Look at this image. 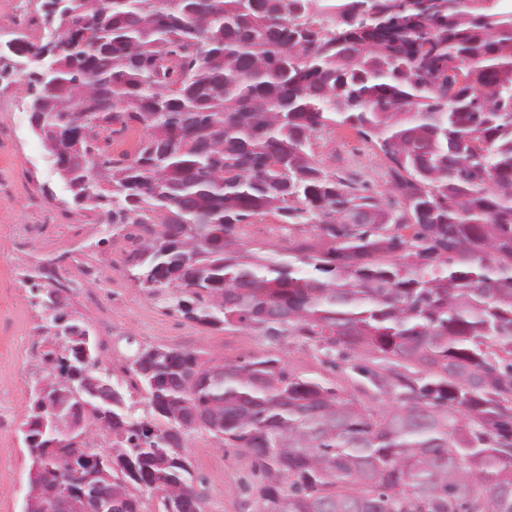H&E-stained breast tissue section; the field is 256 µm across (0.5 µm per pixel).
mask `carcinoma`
I'll use <instances>...</instances> for the list:
<instances>
[{"instance_id":"obj_1","label":"carcinoma","mask_w":512,"mask_h":512,"mask_svg":"<svg viewBox=\"0 0 512 512\" xmlns=\"http://www.w3.org/2000/svg\"><path fill=\"white\" fill-rule=\"evenodd\" d=\"M483 0H69L43 22L56 67L22 76L42 140L80 122L72 202L112 231L144 225L134 268L147 299L201 326L249 328L373 352L372 411L273 357L229 362L144 348L112 386L62 413L112 432V481L59 447L70 440L30 393L31 462L118 512L195 489L188 436L204 429L256 460L259 512H512V9ZM143 130L134 155L98 160L114 124ZM347 125L390 161L379 195L325 171L316 133ZM275 212L312 228L282 246L242 238ZM411 228L409 236L401 234ZM283 316L269 324L271 314ZM35 382L102 364L68 321ZM206 418L195 422L196 413Z\"/></svg>"}]
</instances>
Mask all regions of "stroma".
Wrapping results in <instances>:
<instances>
[{"instance_id": "1", "label": "stroma", "mask_w": 512, "mask_h": 512, "mask_svg": "<svg viewBox=\"0 0 512 512\" xmlns=\"http://www.w3.org/2000/svg\"><path fill=\"white\" fill-rule=\"evenodd\" d=\"M21 71L0 75V411L17 422L29 413L32 373L39 361L29 359L24 344L39 320L23 283L37 264L59 261L74 286L67 310L85 321L100 342L103 369L112 382L137 349L148 346L203 350L227 361L276 354L286 371L329 381L376 411L388 407L386 396L358 395L356 366H376L375 357L346 351L335 364L322 363L305 343L288 338L270 348L253 330L224 332L199 326L148 300L129 278L131 264L111 239L112 227L91 208H76L55 171L42 140L34 134ZM315 157L358 193L371 195L388 180L390 162L376 144L349 126H332L312 144ZM35 235L24 248L16 239L24 226ZM105 262L109 284H79L83 261ZM188 452L194 485L206 498V512H257L253 459L237 448H219L204 430L191 432ZM30 459L19 430L0 435V512H21L28 490Z\"/></svg>"}]
</instances>
